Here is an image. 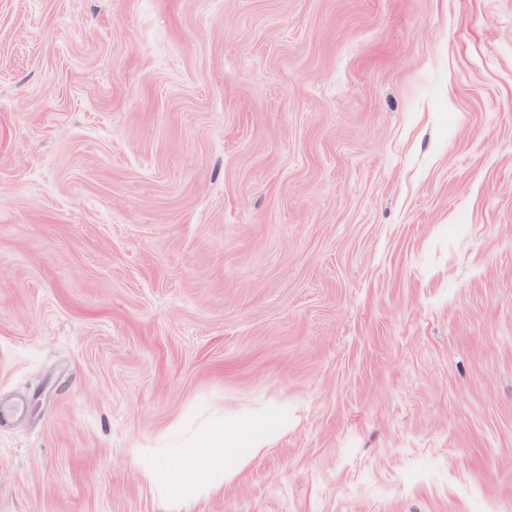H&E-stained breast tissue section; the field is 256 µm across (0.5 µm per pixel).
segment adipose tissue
<instances>
[{
	"label": "adipose tissue",
	"mask_w": 512,
	"mask_h": 512,
	"mask_svg": "<svg viewBox=\"0 0 512 512\" xmlns=\"http://www.w3.org/2000/svg\"><path fill=\"white\" fill-rule=\"evenodd\" d=\"M261 424H216L201 429L184 448H146L138 465L151 477L162 512H188L198 499L220 492L262 448Z\"/></svg>",
	"instance_id": "ef3b65f1"
}]
</instances>
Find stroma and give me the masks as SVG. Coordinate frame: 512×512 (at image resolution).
<instances>
[{
  "instance_id": "35a3bbf8",
  "label": "stroma",
  "mask_w": 512,
  "mask_h": 512,
  "mask_svg": "<svg viewBox=\"0 0 512 512\" xmlns=\"http://www.w3.org/2000/svg\"><path fill=\"white\" fill-rule=\"evenodd\" d=\"M512 512V0H0V512ZM265 437L263 424L222 422L201 429L187 448H144L137 464L152 478L163 512L189 511L198 499L222 491Z\"/></svg>"
}]
</instances>
